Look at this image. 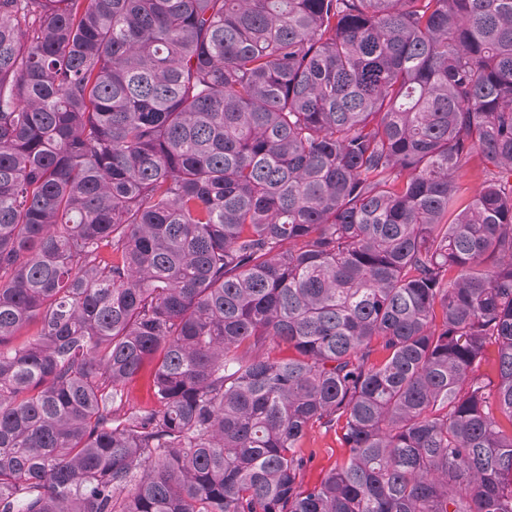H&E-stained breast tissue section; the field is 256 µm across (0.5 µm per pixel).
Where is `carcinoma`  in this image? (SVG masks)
<instances>
[{
  "mask_svg": "<svg viewBox=\"0 0 512 512\" xmlns=\"http://www.w3.org/2000/svg\"><path fill=\"white\" fill-rule=\"evenodd\" d=\"M0 512H512V0H0ZM300 446L304 454L312 458L305 473V484L318 481L334 466L336 460L342 459L346 454V448H342L336 441V434L318 426L308 432Z\"/></svg>",
  "mask_w": 512,
  "mask_h": 512,
  "instance_id": "cac0c4a2",
  "label": "carcinoma"
}]
</instances>
